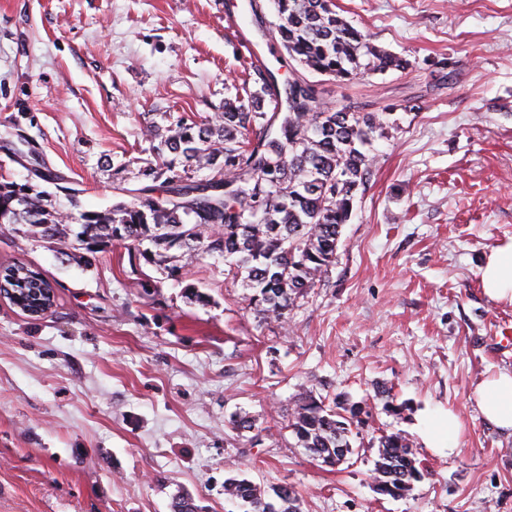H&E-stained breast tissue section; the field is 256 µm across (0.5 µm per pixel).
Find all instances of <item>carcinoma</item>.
I'll use <instances>...</instances> for the list:
<instances>
[{
	"label": "carcinoma",
	"mask_w": 512,
	"mask_h": 512,
	"mask_svg": "<svg viewBox=\"0 0 512 512\" xmlns=\"http://www.w3.org/2000/svg\"><path fill=\"white\" fill-rule=\"evenodd\" d=\"M273 2L280 44L305 71L344 81L407 67L337 14L332 0ZM242 90L224 99V112L216 120L180 121L164 134L150 131L160 140L157 154L167 152L170 158L145 166L141 175L163 181L167 189H136L133 200L82 211L72 224L60 220L50 193L33 185L45 181V171L57 182L63 177L42 157L22 149L27 138L18 134L13 151L31 165V181L0 179V224H24L30 236L58 244L73 238L91 254L121 241L130 258L162 266L170 276L182 269L179 256L201 252L224 261L227 275L252 291L250 302L263 318L287 319L335 262L342 228L376 159L369 149L373 133L385 134L394 121L389 112L332 107L296 77L282 90L266 80L254 91L246 83ZM267 102L273 104L271 113L264 111ZM200 170L211 172L204 183L188 176ZM146 241L151 247L144 249ZM23 269L32 275L26 287L52 291L39 272L20 264L9 267L21 278ZM358 409L360 404L339 396L329 406L309 392L297 400L288 428L309 456L335 466L355 454L348 434ZM229 424L240 434L251 431L255 419L235 413ZM377 442V493L407 495L424 477L411 440L392 432ZM272 492L268 495L244 474L224 480V496L237 512H301L293 487L280 484Z\"/></svg>",
	"instance_id": "1"
}]
</instances>
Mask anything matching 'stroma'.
<instances>
[{"mask_svg":"<svg viewBox=\"0 0 512 512\" xmlns=\"http://www.w3.org/2000/svg\"><path fill=\"white\" fill-rule=\"evenodd\" d=\"M226 2L0 0V175L29 176L3 146L20 128L77 190L57 195L62 213L146 186L148 127L214 118L245 77L243 40L273 37L271 0L263 30L248 0L240 30L225 28ZM334 2L409 67L305 76L323 102L390 109L397 124L373 139L335 263L286 321L258 315L221 261L183 258L175 280L118 242L85 261L0 224V268L31 266L54 290L39 317L0 297V512H170L182 493L228 512L238 473L294 486L302 512H512V435L474 399L512 371V305L481 286L486 255L512 241V0ZM190 284L205 303L186 299ZM308 390L371 410L351 460L296 447L288 418ZM240 410L256 425L239 436L227 424ZM448 410L450 456L418 431ZM399 431L425 477L394 499L372 470L380 433Z\"/></svg>","mask_w":512,"mask_h":512,"instance_id":"35a3bbf8","label":"stroma"}]
</instances>
